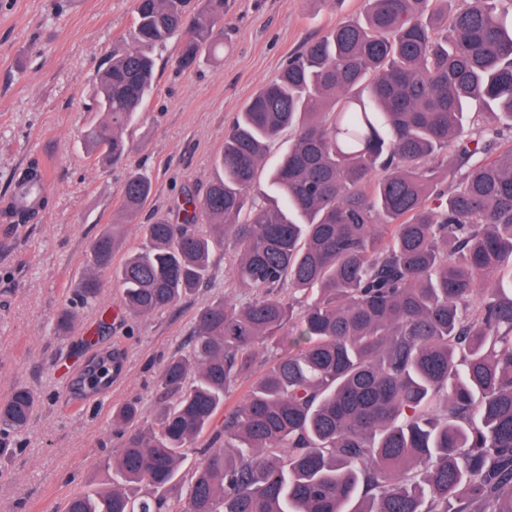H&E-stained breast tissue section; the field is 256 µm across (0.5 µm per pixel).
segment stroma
I'll list each match as a JSON object with an SVG mask.
<instances>
[{
  "instance_id": "35a3bbf8",
  "label": "stroma",
  "mask_w": 512,
  "mask_h": 512,
  "mask_svg": "<svg viewBox=\"0 0 512 512\" xmlns=\"http://www.w3.org/2000/svg\"><path fill=\"white\" fill-rule=\"evenodd\" d=\"M366 5L230 0L218 61L179 70V34L157 51L154 91L125 132L129 161L105 167L82 135L100 118L92 97L99 72L129 44L132 0H0V208L31 161L47 174L44 205L29 223L0 218V401L25 387L37 403L14 454L0 458V512H57L74 494L110 488L105 462L121 442L113 407L136 401L152 418L160 368L184 350L198 312L218 298L251 296L230 275L232 254L218 250L208 285L169 309L128 314L105 270L97 300H80V281L93 272L91 244L111 230L129 168L149 174L152 192L121 230L117 264L143 244L142 225L172 215L184 192L204 193L224 131L252 94L307 41L361 17ZM66 310L72 329L61 336L55 324ZM105 311L111 321L101 332ZM92 335L120 366L104 389L79 392L71 377L90 356Z\"/></svg>"
}]
</instances>
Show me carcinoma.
Returning a JSON list of instances; mask_svg holds the SVG:
<instances>
[{
  "mask_svg": "<svg viewBox=\"0 0 512 512\" xmlns=\"http://www.w3.org/2000/svg\"><path fill=\"white\" fill-rule=\"evenodd\" d=\"M187 2L133 0L131 45L97 78L104 119L83 134L103 160L129 153L155 49L187 30L185 71L222 45L226 0L190 17ZM286 129L277 200L257 177ZM151 191L130 171L125 221ZM177 209L179 224L141 225L145 248L115 269L117 234L95 238L125 309L176 304L226 247L255 296L200 310L160 373L175 400L150 421L132 402L113 409L112 488L64 512H512V0H368L255 91L206 193ZM111 366L110 351L87 362L78 388ZM34 409L25 389L0 403L1 456Z\"/></svg>",
  "mask_w": 512,
  "mask_h": 512,
  "instance_id": "obj_1",
  "label": "carcinoma"
}]
</instances>
